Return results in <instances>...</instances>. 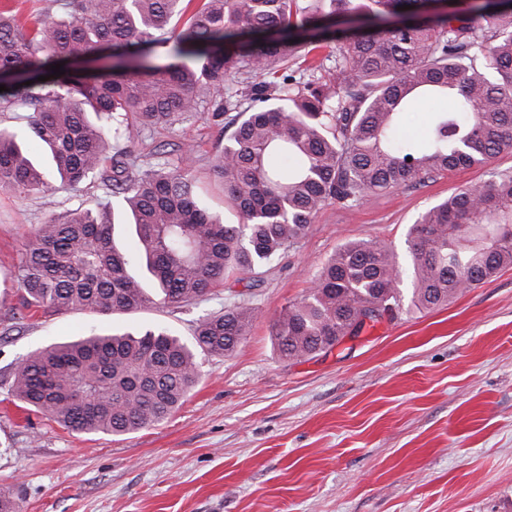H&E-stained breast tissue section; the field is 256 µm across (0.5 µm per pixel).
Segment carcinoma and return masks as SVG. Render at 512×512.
<instances>
[{
  "mask_svg": "<svg viewBox=\"0 0 512 512\" xmlns=\"http://www.w3.org/2000/svg\"><path fill=\"white\" fill-rule=\"evenodd\" d=\"M323 1L329 10L198 0L189 13L193 0H44L31 29L0 6V111L33 108L27 134L61 182L97 179L118 198L26 236L16 270L23 309L113 315L196 304L298 244L330 203L352 207L512 151V2L457 0L448 14L431 0ZM186 13L178 33L153 36ZM303 36L335 42L332 73L270 79ZM60 62L65 74L51 76ZM240 83L251 104L229 120L210 173L239 218L225 224L202 203L193 150L172 167H138L120 129L171 125L208 104L219 121ZM422 108L423 135L403 134L405 114ZM46 185L15 133L0 130V188ZM408 249L405 266L372 239L336 249L275 320L280 356L312 358L361 333L359 315L371 308L392 318L434 309L511 267L512 174L429 208ZM254 316L245 303L208 314L189 342L153 326L51 343L21 359L8 394L69 432L129 435L168 419L200 377L197 352H233Z\"/></svg>",
  "mask_w": 512,
  "mask_h": 512,
  "instance_id": "obj_1",
  "label": "carcinoma"
}]
</instances>
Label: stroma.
I'll return each mask as SVG.
<instances>
[{
  "label": "stroma",
  "instance_id": "obj_1",
  "mask_svg": "<svg viewBox=\"0 0 512 512\" xmlns=\"http://www.w3.org/2000/svg\"><path fill=\"white\" fill-rule=\"evenodd\" d=\"M136 164L193 147L205 176L227 135L206 114L170 127L133 126ZM512 172L488 164L325 206L295 247L229 277L197 305L135 313L39 311L10 329L15 271L34 225L105 201L100 181L78 190H0V492L19 512H512V267L447 306L382 320L301 361L282 358L271 326L299 302L343 243L368 238L407 260V234L459 189ZM256 311L229 355L200 356L201 377L164 422L122 437L68 432L7 397L30 350L87 335L164 325L192 336L198 318L237 302Z\"/></svg>",
  "mask_w": 512,
  "mask_h": 512
}]
</instances>
